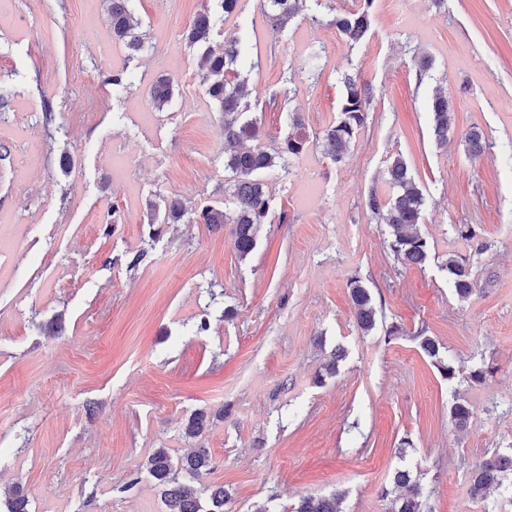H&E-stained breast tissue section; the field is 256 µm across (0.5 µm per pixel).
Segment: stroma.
<instances>
[{"instance_id":"stroma-1","label":"stroma","mask_w":512,"mask_h":512,"mask_svg":"<svg viewBox=\"0 0 512 512\" xmlns=\"http://www.w3.org/2000/svg\"><path fill=\"white\" fill-rule=\"evenodd\" d=\"M202 2L133 0L145 42L133 58L108 0H0V512L17 487L30 512H166L146 467L158 448L206 449L212 469L178 478L224 486L229 512H292L330 494L341 512H388L381 492L399 468L432 512H481L470 472L512 448V0H375L359 45L333 24L352 0H305L281 32L258 0L215 13L214 42L238 36L261 60L252 114L267 146L291 113L311 137L335 121L342 75L375 90L341 163L312 149L264 173L288 221L262 225L244 259L231 224L149 236L156 195L220 207L230 179L201 51L183 38ZM162 75L173 96L159 111ZM438 92L454 102L444 144L430 124ZM474 128L477 157L464 141ZM397 157L425 197L419 266L397 260L367 205L389 198ZM452 258L479 285L469 298L448 277ZM354 281L373 298L367 333ZM424 335L459 368L454 382ZM339 348L335 374L321 375ZM477 368L483 380L470 379ZM458 398L471 410L463 431L449 416ZM200 412L205 428L186 439Z\"/></svg>"}]
</instances>
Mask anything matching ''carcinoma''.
<instances>
[{
	"label": "carcinoma",
	"mask_w": 512,
	"mask_h": 512,
	"mask_svg": "<svg viewBox=\"0 0 512 512\" xmlns=\"http://www.w3.org/2000/svg\"><path fill=\"white\" fill-rule=\"evenodd\" d=\"M110 19L113 34L128 43L132 51L140 49L141 36L131 11V0H110ZM264 16L271 28L282 31L300 13L303 0H259ZM374 0H357L354 7L336 15L338 33L348 42L357 44L369 32L370 16ZM214 27L213 12L207 5L196 14L184 32L185 40L203 48L200 57V84L205 95L214 101L224 117V170L231 173L230 184L225 188L228 206L221 208L204 204L190 212L177 197L160 196L150 204L152 220L162 224H177L185 219L197 224L235 225L234 247L239 257L249 256L256 246L261 226L268 223L273 211V197L265 188L260 175L276 167L288 172L290 160L308 151L310 144L299 133L300 118L292 116V132L275 147L267 148L258 144L262 139L260 121L247 117L250 111L254 88L249 76L241 75L238 69L245 59V49L237 37L224 39L219 45L210 44ZM344 95L339 108V117L321 137L315 146L334 162L342 160L348 145L366 123L374 98L371 84L360 82L349 75L342 78ZM173 89L166 79L159 80L151 92V100L159 111L171 101ZM453 106L448 97L437 94L430 105V120L437 142H448L449 113ZM388 174L393 195L381 200L372 193L368 198L370 211L379 216L391 230L390 247L394 254L405 263L422 264L427 258V240L416 230L423 213L424 197L409 173L405 161L396 158ZM448 275L456 294L461 298L471 296L477 287L470 269L455 259L448 260ZM350 296L359 328L364 332L375 326L376 311L368 290L359 284L351 288ZM421 348L436 358L435 365L441 376L453 382L456 367L437 357L438 347L434 339L424 336ZM450 417L456 428L466 429L470 408L457 401L450 408ZM212 468L207 452L201 448L193 450L178 461H173L165 448L156 449L147 460V470L156 483L164 487L163 495L167 512H224V506L231 501V495L222 485L197 487L178 480L177 472L197 474ZM512 474V452H495L482 461L470 474L469 493L473 500L484 503V512H494L488 502L492 492L499 489L504 479ZM396 488L404 493L391 500L388 512H427V503L418 484L411 479L410 472L398 469L393 476ZM209 494L211 508L204 511L201 496ZM294 512H341L339 499L331 497H304Z\"/></svg>",
	"instance_id": "1"
}]
</instances>
